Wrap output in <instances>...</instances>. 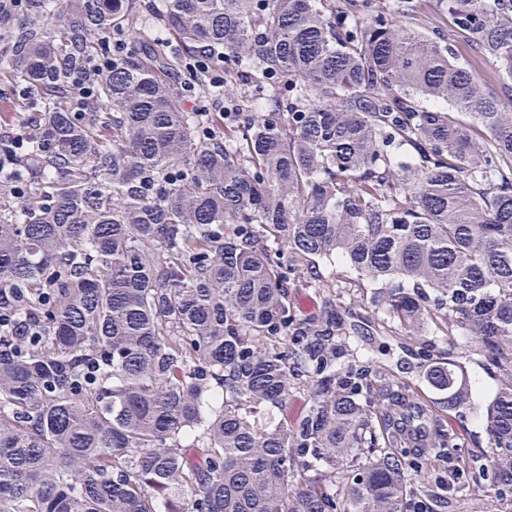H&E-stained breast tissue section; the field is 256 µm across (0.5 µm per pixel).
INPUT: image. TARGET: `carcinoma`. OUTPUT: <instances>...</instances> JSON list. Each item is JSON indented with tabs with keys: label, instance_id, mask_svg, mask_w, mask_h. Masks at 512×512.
Wrapping results in <instances>:
<instances>
[{
	"label": "carcinoma",
	"instance_id": "1",
	"mask_svg": "<svg viewBox=\"0 0 512 512\" xmlns=\"http://www.w3.org/2000/svg\"><path fill=\"white\" fill-rule=\"evenodd\" d=\"M438 4L452 27L423 32L399 23L413 0L0 15V84L31 90L32 133L0 137L23 174L0 178V512H414L422 449L474 410L467 351L424 367L446 415L368 359L336 366L338 263L376 289V332L465 337L501 372L491 469L454 473L473 509L488 481L512 493V0ZM130 23L137 50L82 96ZM189 62L230 114L184 107Z\"/></svg>",
	"mask_w": 512,
	"mask_h": 512
}]
</instances>
